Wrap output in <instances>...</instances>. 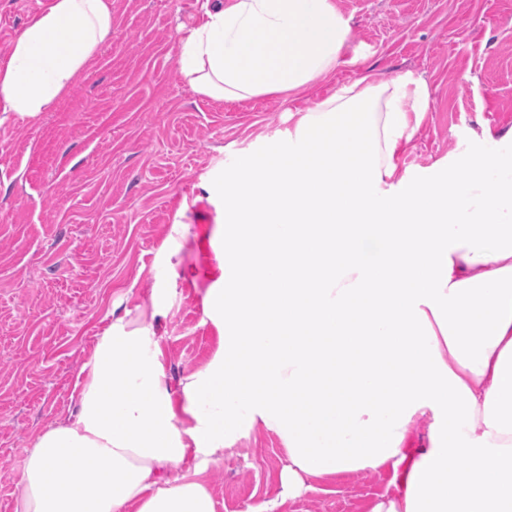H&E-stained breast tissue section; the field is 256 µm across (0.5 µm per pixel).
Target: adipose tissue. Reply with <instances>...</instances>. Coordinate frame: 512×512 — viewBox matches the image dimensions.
<instances>
[{"instance_id":"1","label":"adipose tissue","mask_w":512,"mask_h":512,"mask_svg":"<svg viewBox=\"0 0 512 512\" xmlns=\"http://www.w3.org/2000/svg\"><path fill=\"white\" fill-rule=\"evenodd\" d=\"M349 32L333 0H215L178 67L214 100L295 95L332 80ZM111 39V0H52L0 64V111L38 119ZM427 109L425 84L364 70L273 160L240 154L215 202L217 265L183 272L210 281L212 356L171 381L164 281L111 314L75 409L28 451L15 512H215L224 437L259 423L292 493L390 467L403 491L371 512L512 504V128L482 127L447 173L412 172L399 160ZM425 416V445L406 447Z\"/></svg>"}]
</instances>
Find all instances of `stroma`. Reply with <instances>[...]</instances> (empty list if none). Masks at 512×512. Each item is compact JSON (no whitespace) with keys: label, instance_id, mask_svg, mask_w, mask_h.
Returning a JSON list of instances; mask_svg holds the SVG:
<instances>
[{"label":"stroma","instance_id":"obj_1","mask_svg":"<svg viewBox=\"0 0 512 512\" xmlns=\"http://www.w3.org/2000/svg\"><path fill=\"white\" fill-rule=\"evenodd\" d=\"M350 19L347 47L389 80L428 88V111L402 156L412 170L447 160L481 126L512 127V0H334ZM205 0H112V39L70 90L33 123L0 122V512H14L24 460L37 434L74 408L77 377L113 305L147 303L158 251L177 220L178 258L211 269L219 187L237 154L285 140L303 111L356 78L291 98L244 102L196 94L182 77L180 40ZM43 7L0 0V63ZM208 280H170L166 368H201L217 344L203 320ZM209 473L215 512H371L395 497L393 470L311 479L286 497L280 436L258 426L227 436Z\"/></svg>","mask_w":512,"mask_h":512}]
</instances>
